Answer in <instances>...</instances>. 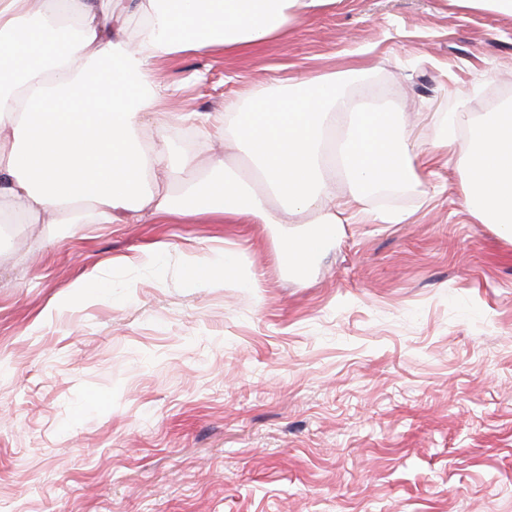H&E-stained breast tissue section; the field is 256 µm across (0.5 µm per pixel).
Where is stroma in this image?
<instances>
[{
  "label": "stroma",
  "instance_id": "1",
  "mask_svg": "<svg viewBox=\"0 0 512 512\" xmlns=\"http://www.w3.org/2000/svg\"><path fill=\"white\" fill-rule=\"evenodd\" d=\"M161 111L218 115L331 74L412 117L414 174L305 275L282 226L0 229V512H512V242L428 156L459 92L512 103V17L456 0H334L236 51L155 61ZM163 126L178 150L248 158ZM228 253L233 287L185 286ZM96 278L95 300L76 281Z\"/></svg>",
  "mask_w": 512,
  "mask_h": 512
}]
</instances>
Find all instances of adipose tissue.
<instances>
[{
  "label": "adipose tissue",
  "instance_id": "1",
  "mask_svg": "<svg viewBox=\"0 0 512 512\" xmlns=\"http://www.w3.org/2000/svg\"><path fill=\"white\" fill-rule=\"evenodd\" d=\"M0 0V221L10 224H127L205 212L292 224L279 240L294 271L310 266L340 222L365 214L378 186L411 172L405 124L351 104L335 78L315 79L251 105L231 104L223 119L203 118L204 141L238 139L253 163L247 185L214 157L202 182L180 199L162 194L159 171L192 169L196 154L172 155L145 136L163 88L150 65L181 50L240 49L309 17L329 0ZM137 31L109 30L115 11ZM459 98L433 152L460 155L462 205L512 242V107L476 116ZM353 194L331 207L333 170Z\"/></svg>",
  "mask_w": 512,
  "mask_h": 512
}]
</instances>
